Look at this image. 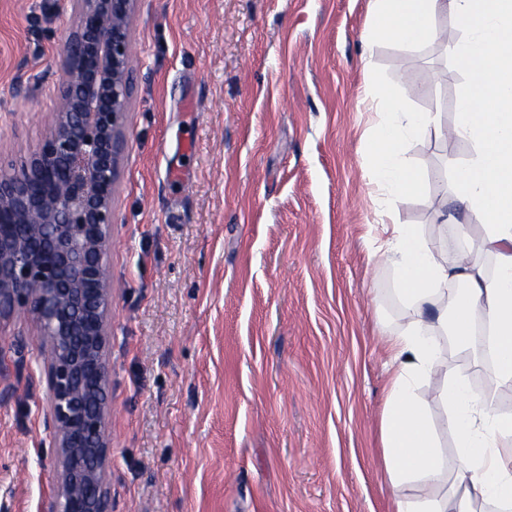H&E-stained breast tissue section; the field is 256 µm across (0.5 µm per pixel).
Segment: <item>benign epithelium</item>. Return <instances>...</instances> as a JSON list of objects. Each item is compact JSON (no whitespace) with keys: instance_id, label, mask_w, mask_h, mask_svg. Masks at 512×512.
Masks as SVG:
<instances>
[{"instance_id":"obj_1","label":"benign epithelium","mask_w":512,"mask_h":512,"mask_svg":"<svg viewBox=\"0 0 512 512\" xmlns=\"http://www.w3.org/2000/svg\"><path fill=\"white\" fill-rule=\"evenodd\" d=\"M59 107L39 150L0 174V317L28 312L48 352L53 490L41 512H112L105 258L132 88L137 0H75Z\"/></svg>"}]
</instances>
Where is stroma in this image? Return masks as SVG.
<instances>
[{"mask_svg": "<svg viewBox=\"0 0 512 512\" xmlns=\"http://www.w3.org/2000/svg\"><path fill=\"white\" fill-rule=\"evenodd\" d=\"M72 0H0V169L36 152L57 102ZM368 0H138L132 93L106 262L112 277V512H390L381 463L384 341L403 321L377 252L392 208L440 252L481 266L484 229L438 217L473 143L436 131L405 158L423 192L385 204L365 164L381 87L456 118L471 76L442 51L464 29L402 52L372 40ZM24 348H17V337ZM418 388L443 458L434 493L460 496L446 368L492 405L481 340L437 336ZM31 372L18 374L19 360ZM45 354L23 312L0 319V504L39 512Z\"/></svg>", "mask_w": 512, "mask_h": 512, "instance_id": "stroma-1", "label": "stroma"}]
</instances>
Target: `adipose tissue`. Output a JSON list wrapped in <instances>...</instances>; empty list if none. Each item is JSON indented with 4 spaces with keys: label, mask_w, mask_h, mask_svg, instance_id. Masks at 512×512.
I'll return each instance as SVG.
<instances>
[{
    "label": "adipose tissue",
    "mask_w": 512,
    "mask_h": 512,
    "mask_svg": "<svg viewBox=\"0 0 512 512\" xmlns=\"http://www.w3.org/2000/svg\"><path fill=\"white\" fill-rule=\"evenodd\" d=\"M450 10L466 34L449 52L472 75L450 134L475 146L474 158L455 177L453 198L482 224L495 272L489 279L468 254L435 252L415 227L385 211L379 252L394 267L407 306L401 330L387 340L391 375L381 423L382 464L397 485L434 483L443 469L427 411L414 394L416 382L438 365L436 330L452 327L464 345L476 319H483L495 355L488 376L512 382V0H369V28L407 50L432 36ZM383 100L389 112L370 141L368 160L378 192L395 200L420 193L405 147L439 122L432 113L408 110L399 89H384ZM452 280L467 290L447 311L440 304ZM442 394L471 487L455 504L432 495L398 496L392 512H476L485 503L512 512V415L496 413L453 374Z\"/></svg>",
    "instance_id": "obj_1"
}]
</instances>
